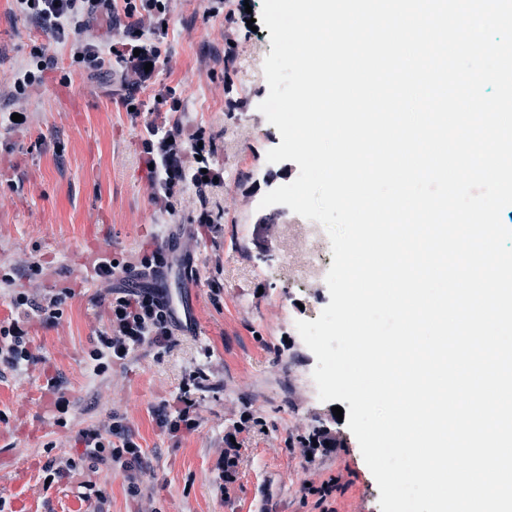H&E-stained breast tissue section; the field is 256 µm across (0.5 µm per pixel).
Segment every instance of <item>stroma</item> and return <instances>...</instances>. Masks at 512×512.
Segmentation results:
<instances>
[{
  "instance_id": "stroma-1",
  "label": "stroma",
  "mask_w": 512,
  "mask_h": 512,
  "mask_svg": "<svg viewBox=\"0 0 512 512\" xmlns=\"http://www.w3.org/2000/svg\"><path fill=\"white\" fill-rule=\"evenodd\" d=\"M172 0L153 87L138 91V112L122 103L119 75L91 74L70 43L47 40L0 0V110L20 70H35L33 44L46 43L50 67L37 72L22 104L24 126L0 134V326L18 319V294L62 293L63 314L28 324L33 362L0 371V512H380L377 483L347 422L339 447L308 450L301 436L326 422L310 374L316 358L296 333L330 302L325 277L333 257L324 228L262 196L294 180L296 163H270L281 137L258 105L268 95L263 63L270 31L250 29L262 0ZM183 100L178 112L152 114L156 88ZM213 135L224 185L177 196L173 214L152 198L141 140L152 119ZM221 215L216 229L202 212ZM171 240L167 264L194 267L189 298L197 328L169 350L144 348L97 374L89 353L107 323L108 285L92 263L138 265L155 242ZM201 386L199 429L174 440L153 411L177 395L188 373ZM60 383L52 392L51 380ZM123 416L154 475L139 497L124 472L97 465L104 495L83 501L77 478H51L49 461L81 458V430ZM236 465L225 470L223 452ZM335 481L327 499L314 487Z\"/></svg>"
}]
</instances>
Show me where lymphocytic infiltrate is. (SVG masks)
<instances>
[{
	"mask_svg": "<svg viewBox=\"0 0 512 512\" xmlns=\"http://www.w3.org/2000/svg\"><path fill=\"white\" fill-rule=\"evenodd\" d=\"M16 10L53 39L71 41L74 56L95 72L117 64L130 68L137 85L150 78L146 64L157 63V44L168 35V0H15ZM107 13L120 47L105 57L99 45L86 38L85 29L99 13ZM147 163L152 164L153 197L165 211H172L176 194L195 189L203 193L216 188L224 171L215 167L213 138L203 130L180 124L169 127L149 123L142 140ZM177 321L163 293L156 288L112 289L107 305V325L98 333L92 352L97 371L125 361L139 348L171 347ZM196 374L185 377L173 402L156 413L159 428L169 437L194 433L200 426L197 400L193 394ZM84 457L95 463L120 464L129 482L131 496L141 493L142 477L149 471L141 446L120 416H112L105 429L81 431Z\"/></svg>",
	"mask_w": 512,
	"mask_h": 512,
	"instance_id": "obj_1",
	"label": "lymphocytic infiltrate"
}]
</instances>
